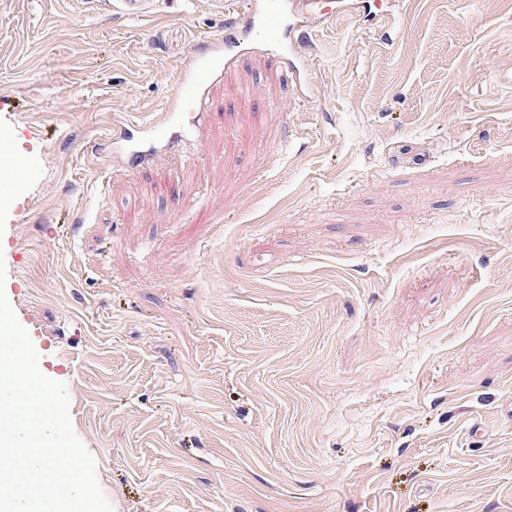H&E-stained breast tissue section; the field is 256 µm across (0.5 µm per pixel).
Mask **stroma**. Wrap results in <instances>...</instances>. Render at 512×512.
<instances>
[{
    "label": "stroma",
    "mask_w": 512,
    "mask_h": 512,
    "mask_svg": "<svg viewBox=\"0 0 512 512\" xmlns=\"http://www.w3.org/2000/svg\"><path fill=\"white\" fill-rule=\"evenodd\" d=\"M224 2L0 0L6 295L113 512H512V0H333L108 167Z\"/></svg>",
    "instance_id": "35a3bbf8"
}]
</instances>
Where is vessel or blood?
<instances>
[{"label": "vessel or blood", "instance_id": "b4317fda", "mask_svg": "<svg viewBox=\"0 0 512 512\" xmlns=\"http://www.w3.org/2000/svg\"><path fill=\"white\" fill-rule=\"evenodd\" d=\"M324 0H252L248 14L254 37L232 40L210 36L203 53L193 55L185 68L174 103L160 121L121 123L109 138L110 159L156 157L171 149L175 142L194 137L202 126V107L209 88L220 81L227 69L237 65L241 56L264 54L273 57L297 86H305L313 61L301 55L296 38L304 21L320 11Z\"/></svg>", "mask_w": 512, "mask_h": 512}]
</instances>
